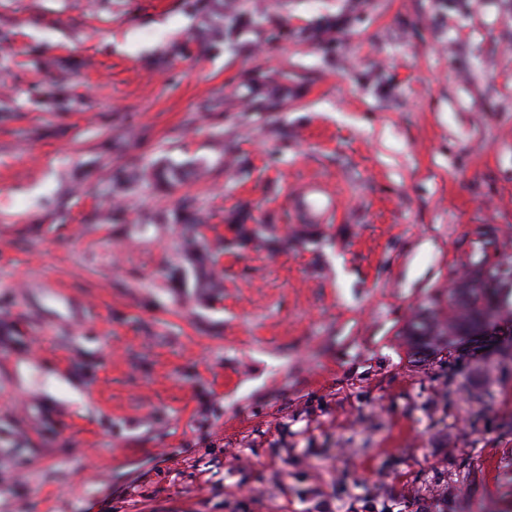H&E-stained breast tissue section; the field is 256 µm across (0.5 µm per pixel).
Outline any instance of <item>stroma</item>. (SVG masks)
I'll use <instances>...</instances> for the list:
<instances>
[{
	"instance_id": "1",
	"label": "stroma",
	"mask_w": 512,
	"mask_h": 512,
	"mask_svg": "<svg viewBox=\"0 0 512 512\" xmlns=\"http://www.w3.org/2000/svg\"><path fill=\"white\" fill-rule=\"evenodd\" d=\"M257 2L170 58L184 0H0V512H512V279L503 351L405 334L512 262V0ZM180 173H177L173 169L169 170H154L152 172L142 171L139 175L132 177L127 176L126 174L117 178L114 183L113 189H121L126 187L133 181L141 180L148 183H153L155 185L158 184H167L172 185L176 181L180 179ZM298 200L302 211L310 217L309 224H324L334 215L337 216V202L325 183L314 180L305 184L298 193Z\"/></svg>"
}]
</instances>
